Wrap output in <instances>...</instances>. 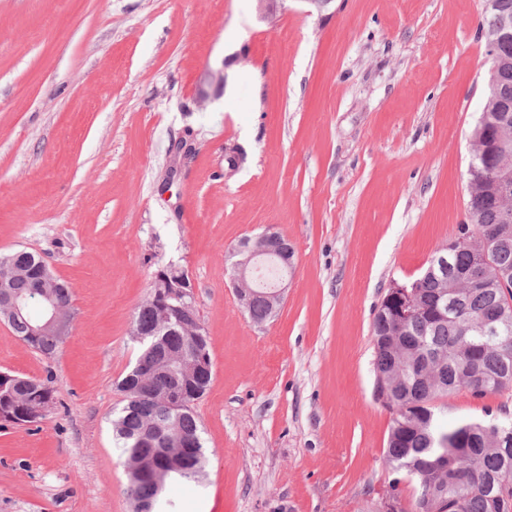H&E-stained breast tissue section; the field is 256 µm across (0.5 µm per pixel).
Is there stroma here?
<instances>
[{
    "instance_id": "stroma-1",
    "label": "stroma",
    "mask_w": 512,
    "mask_h": 512,
    "mask_svg": "<svg viewBox=\"0 0 512 512\" xmlns=\"http://www.w3.org/2000/svg\"><path fill=\"white\" fill-rule=\"evenodd\" d=\"M485 0H0V252L70 283L46 357L0 325V371L49 380L0 428V512H132L113 445L131 330L162 263L188 270L212 381L203 485L177 512H375L393 473L374 311L466 219L489 62ZM191 139L192 154L171 147ZM245 160L224 170L225 149ZM288 237L284 300L256 324L225 258ZM440 421L512 416V391Z\"/></svg>"
}]
</instances>
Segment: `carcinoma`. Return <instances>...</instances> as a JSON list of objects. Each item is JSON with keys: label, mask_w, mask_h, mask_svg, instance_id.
I'll return each instance as SVG.
<instances>
[{"label": "carcinoma", "mask_w": 512, "mask_h": 512, "mask_svg": "<svg viewBox=\"0 0 512 512\" xmlns=\"http://www.w3.org/2000/svg\"><path fill=\"white\" fill-rule=\"evenodd\" d=\"M480 29L491 27L496 17L512 19V0H486ZM498 57L506 62L499 78L508 92L507 103L486 101L481 118L499 122L502 139L512 155V39L497 45ZM468 187L474 208L458 225L457 234L471 233L476 242L489 243L492 268L483 288H464L466 276L483 274L477 248L461 244L448 252L446 263L434 256L420 276L416 319L398 325L386 312L375 311L372 325L375 347V378H383L391 390L396 409L386 446V458L398 477L389 485L402 495L400 484L417 479L412 489L411 509L402 512H512V419L496 422L465 421L444 427L437 423L438 402L465 390L483 398L512 388V210L484 193L486 163L475 153L470 164ZM7 268H22L26 275L14 279L9 291L26 298L22 315L10 323L13 333L43 355H52L59 340L44 336L34 340L30 326L42 312L30 308L41 303L40 273L43 259L35 252L16 250L0 257ZM53 302L70 305V284L55 277ZM257 294L248 309L250 318L262 323L272 317L268 298L270 287L258 283ZM446 299L448 317L437 316L435 303ZM506 317L508 332L492 344H481L470 325L484 316ZM136 318L148 336L138 342L137 360L151 361L153 346L160 342L181 353L188 362L197 352L209 350L208 337L190 336L175 325H162L157 309L140 306ZM138 367H132L119 382L125 404L113 415L112 433L124 461L148 457L153 449L139 443L151 427L186 444L189 470L170 475L182 483H198L204 471L205 451L201 428L193 409L168 412L149 390L135 388ZM212 380V369L195 376L196 389L189 400L203 396ZM55 404L54 390L45 381L0 371V422L25 425L43 418ZM164 490L151 481L139 479L129 485V494L153 502L155 512H172L174 504L163 500Z\"/></svg>", "instance_id": "cac0c4a2"}]
</instances>
